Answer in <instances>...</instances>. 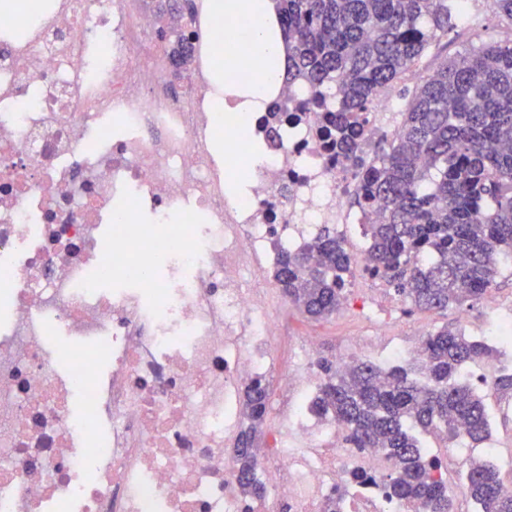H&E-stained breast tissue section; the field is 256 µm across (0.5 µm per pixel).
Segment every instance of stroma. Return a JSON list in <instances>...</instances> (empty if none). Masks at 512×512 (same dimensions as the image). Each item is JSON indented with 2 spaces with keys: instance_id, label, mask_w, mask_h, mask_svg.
<instances>
[{
  "instance_id": "1",
  "label": "stroma",
  "mask_w": 512,
  "mask_h": 512,
  "mask_svg": "<svg viewBox=\"0 0 512 512\" xmlns=\"http://www.w3.org/2000/svg\"><path fill=\"white\" fill-rule=\"evenodd\" d=\"M474 6L475 21L470 24L456 22L448 34L447 43L433 46L428 55L414 66L416 75H426L444 58L453 57L464 49L512 41V24L498 16L492 0H474ZM347 280L352 289L353 303L319 321L309 319L288 301L282 290L274 292L275 305L288 327L289 339H296L306 329L315 331L321 338L319 358L324 362H333L338 354L374 362L387 346L395 343L414 348L417 329L422 325L431 332L446 325L460 328L466 335L481 339L485 336L491 302L512 303V265L502 267L487 296L459 307H450L444 312L415 309L390 291L386 292L379 311L374 312L358 304L370 286L360 264H353ZM485 369L490 381L480 386L479 391L494 414L489 442L505 459L512 456V387L502 389L496 386V379L502 375L500 365L489 363Z\"/></svg>"
}]
</instances>
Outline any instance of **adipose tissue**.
Here are the masks:
<instances>
[{"label":"adipose tissue","mask_w":512,"mask_h":512,"mask_svg":"<svg viewBox=\"0 0 512 512\" xmlns=\"http://www.w3.org/2000/svg\"><path fill=\"white\" fill-rule=\"evenodd\" d=\"M203 11L215 25L234 19L252 30L249 41L210 53L211 111L267 112L280 92L287 62L274 0H205Z\"/></svg>","instance_id":"obj_1"}]
</instances>
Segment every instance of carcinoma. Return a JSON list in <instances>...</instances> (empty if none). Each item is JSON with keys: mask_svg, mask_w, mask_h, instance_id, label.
Here are the masks:
<instances>
[{"mask_svg": "<svg viewBox=\"0 0 512 512\" xmlns=\"http://www.w3.org/2000/svg\"><path fill=\"white\" fill-rule=\"evenodd\" d=\"M158 2L163 14L194 18V0ZM277 9L288 52L284 81L305 87L314 106L334 95L323 136L362 170L353 204L368 217L367 267L421 310L483 297L512 256V43L469 48L402 88L398 138L367 160L358 147L365 113L377 109L381 88L448 36L455 0H279ZM193 55L183 35L167 59L179 71ZM354 262L324 224L310 244L282 253L275 280L306 314L324 318L340 308ZM422 349L423 379L402 366L358 361L328 374L313 409L336 420L349 447L381 450L390 465L386 498L449 512L443 462L424 451L421 437L437 431L448 445L463 432L473 446L489 439L488 407L461 376L500 351L446 326ZM268 402L262 382L246 387V423L234 443L240 487L256 500L264 487L254 441ZM463 483L477 512H512L492 462L472 461Z\"/></svg>", "mask_w": 512, "mask_h": 512, "instance_id": "1", "label": "carcinoma"}]
</instances>
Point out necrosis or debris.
Here are the masks:
<instances>
[{
	"label": "necrosis or debris",
	"instance_id": "necrosis-or-debris-1",
	"mask_svg": "<svg viewBox=\"0 0 512 512\" xmlns=\"http://www.w3.org/2000/svg\"><path fill=\"white\" fill-rule=\"evenodd\" d=\"M134 4L53 0L20 37L0 15V512H320L339 489L341 512H405L350 486L375 452L309 410L319 336L274 365L265 282L241 283L312 225L361 223L358 171L324 146L321 113L272 129L216 115L198 66L171 99ZM223 138L246 197L224 192ZM276 367L292 398L254 502L225 445L246 386Z\"/></svg>",
	"mask_w": 512,
	"mask_h": 512
}]
</instances>
